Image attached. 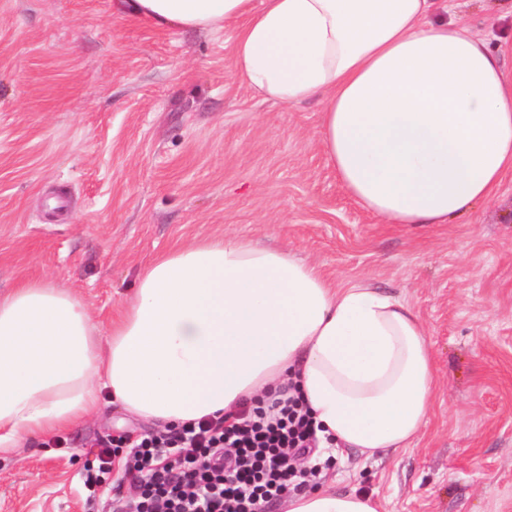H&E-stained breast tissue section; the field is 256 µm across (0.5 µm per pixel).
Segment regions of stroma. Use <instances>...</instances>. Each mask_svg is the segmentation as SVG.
<instances>
[{"label":"stroma","mask_w":512,"mask_h":512,"mask_svg":"<svg viewBox=\"0 0 512 512\" xmlns=\"http://www.w3.org/2000/svg\"><path fill=\"white\" fill-rule=\"evenodd\" d=\"M454 18L512 70V0H456ZM233 38L161 30L112 0H0V290L50 280L105 333L154 256L226 234L367 278L424 322L436 404L412 446L345 451L315 489L342 478L380 512H512V174L459 222L379 223L327 160L321 104L256 95ZM151 431L111 404L22 442L0 456V512H108L132 480L116 460L88 492L94 449Z\"/></svg>","instance_id":"1"}]
</instances>
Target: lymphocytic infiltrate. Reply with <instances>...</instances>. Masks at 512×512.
<instances>
[{
	"label": "lymphocytic infiltrate",
	"instance_id": "obj_1",
	"mask_svg": "<svg viewBox=\"0 0 512 512\" xmlns=\"http://www.w3.org/2000/svg\"><path fill=\"white\" fill-rule=\"evenodd\" d=\"M300 404L293 396L233 423L210 420L174 438L144 435L123 449L100 448L101 465L122 457L139 479L137 496L114 500L112 512H261L319 471L299 464L316 447Z\"/></svg>",
	"mask_w": 512,
	"mask_h": 512
}]
</instances>
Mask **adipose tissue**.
Segmentation results:
<instances>
[{
	"instance_id": "ef3b65f1",
	"label": "adipose tissue",
	"mask_w": 512,
	"mask_h": 512,
	"mask_svg": "<svg viewBox=\"0 0 512 512\" xmlns=\"http://www.w3.org/2000/svg\"><path fill=\"white\" fill-rule=\"evenodd\" d=\"M159 29L237 26L233 69L266 99L323 105L322 145L384 224H445L512 171V74L452 0H115ZM419 315L290 248L227 235L145 264L107 339L47 280L0 292V454L113 404L157 426L236 412L298 383L337 448L410 447L437 377ZM283 512H378L356 491L296 494Z\"/></svg>"
}]
</instances>
